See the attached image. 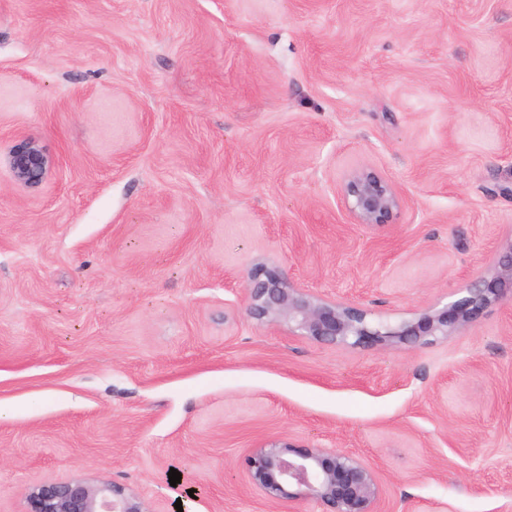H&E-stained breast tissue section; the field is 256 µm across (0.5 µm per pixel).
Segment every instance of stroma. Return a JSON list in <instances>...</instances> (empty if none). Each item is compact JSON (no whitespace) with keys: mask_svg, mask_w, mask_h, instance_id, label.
I'll list each match as a JSON object with an SVG mask.
<instances>
[{"mask_svg":"<svg viewBox=\"0 0 512 512\" xmlns=\"http://www.w3.org/2000/svg\"><path fill=\"white\" fill-rule=\"evenodd\" d=\"M363 167L401 197L377 226ZM510 239L512 0H0V512L72 479L168 512L172 469L192 512H320L250 483L283 439L369 465L385 512H512V302L346 348L245 291L263 264L396 324ZM7 165L18 185L33 189L46 181L54 161L38 140L19 132L8 152ZM342 193L356 223L366 226L385 223L400 205V197L391 183L372 169L351 173Z\"/></svg>","mask_w":512,"mask_h":512,"instance_id":"35a3bbf8","label":"stroma"}]
</instances>
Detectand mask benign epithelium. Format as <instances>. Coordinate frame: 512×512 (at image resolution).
<instances>
[{
	"label": "benign epithelium",
	"mask_w": 512,
	"mask_h": 512,
	"mask_svg": "<svg viewBox=\"0 0 512 512\" xmlns=\"http://www.w3.org/2000/svg\"><path fill=\"white\" fill-rule=\"evenodd\" d=\"M7 165L18 185L33 189L46 181L54 161L38 140L19 132ZM342 193L349 212L366 226L385 223L400 205L391 183L372 169L351 173ZM246 290L249 314L261 323L284 322L305 336L342 347L415 346L429 337L463 331L489 305L512 299V240L497 249L487 271L466 288V296L395 325L372 324L367 310L358 304L324 300L295 287L276 268L256 269ZM248 471L251 483L270 500L309 499L323 512H381V488L374 470L339 450L265 442L254 448ZM27 504L26 512H150L137 494L114 482L43 483L29 491Z\"/></svg>",
	"instance_id": "7a95c632"
}]
</instances>
